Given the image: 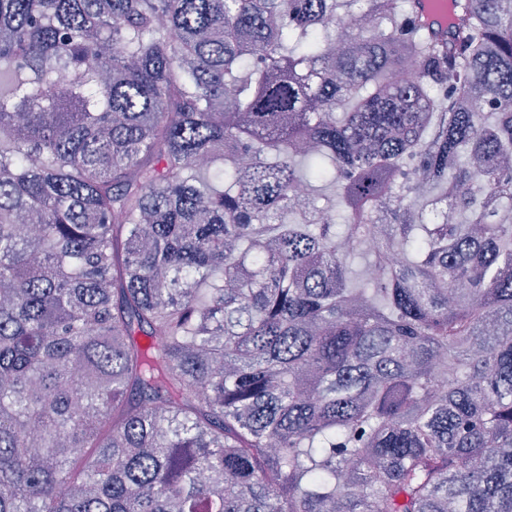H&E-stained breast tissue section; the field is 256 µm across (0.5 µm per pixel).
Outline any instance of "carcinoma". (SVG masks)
<instances>
[{
	"label": "carcinoma",
	"mask_w": 512,
	"mask_h": 512,
	"mask_svg": "<svg viewBox=\"0 0 512 512\" xmlns=\"http://www.w3.org/2000/svg\"><path fill=\"white\" fill-rule=\"evenodd\" d=\"M444 8L0 0V512H512V0Z\"/></svg>",
	"instance_id": "carcinoma-1"
}]
</instances>
